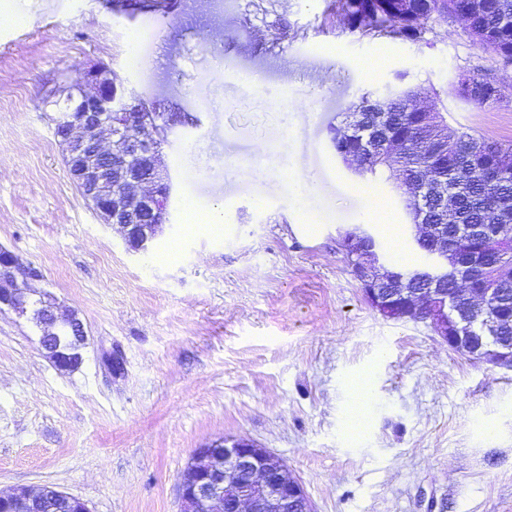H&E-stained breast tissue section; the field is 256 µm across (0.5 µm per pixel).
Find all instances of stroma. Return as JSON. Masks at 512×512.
Here are the masks:
<instances>
[{"instance_id":"stroma-1","label":"stroma","mask_w":512,"mask_h":512,"mask_svg":"<svg viewBox=\"0 0 512 512\" xmlns=\"http://www.w3.org/2000/svg\"><path fill=\"white\" fill-rule=\"evenodd\" d=\"M14 25L0 29V246L78 313L88 345L59 371L29 320L0 314L1 492L180 512L194 450L236 436L281 457L314 512H512V370L370 307L344 231L368 225L386 264L422 258L367 215L380 203L407 232L396 191L332 142L400 73L450 127L512 141V66L458 18L421 43L350 32L340 0H26ZM97 64L185 120L163 149L168 221L141 254L75 188L44 105ZM462 73L499 86L500 104L452 94ZM261 144L323 182L253 175ZM191 208L219 209L222 231L188 224ZM358 379L371 395L354 432Z\"/></svg>"}]
</instances>
